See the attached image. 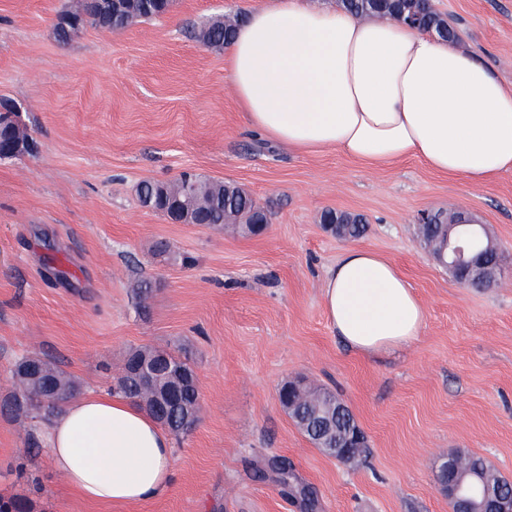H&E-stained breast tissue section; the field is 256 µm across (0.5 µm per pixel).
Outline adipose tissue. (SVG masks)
<instances>
[{
  "label": "adipose tissue",
  "mask_w": 512,
  "mask_h": 512,
  "mask_svg": "<svg viewBox=\"0 0 512 512\" xmlns=\"http://www.w3.org/2000/svg\"><path fill=\"white\" fill-rule=\"evenodd\" d=\"M249 127L307 153L333 149L377 168L411 157L479 184L512 171V90L455 43L393 19L271 0L227 48ZM331 325L363 354L403 348L425 309L389 260L350 249L323 285ZM53 467L82 499L147 503L169 488L173 448L128 399L88 392L45 428Z\"/></svg>",
  "instance_id": "ef3b65f1"
}]
</instances>
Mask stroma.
Returning a JSON list of instances; mask_svg holds the SVG:
<instances>
[{
  "mask_svg": "<svg viewBox=\"0 0 512 512\" xmlns=\"http://www.w3.org/2000/svg\"><path fill=\"white\" fill-rule=\"evenodd\" d=\"M65 0H0V99L17 104L35 155L0 160V497L32 512H304L257 468L285 457L315 488V512H451L435 486L443 456H482L512 479V172L480 184L408 158L370 169L334 151L303 153L253 131L222 48L197 37L215 16L270 0H175L118 32L54 25ZM455 40L512 88V0H433ZM195 173L235 184L271 214L265 234L174 224L135 188ZM362 216L336 236L325 211ZM485 224L503 273L457 283L419 235L422 212ZM358 247L393 263L425 309L406 348L364 355L331 326L322 282ZM152 281L147 310L132 293ZM188 357L201 408L173 438L160 498L125 507L82 500L32 456L42 422L5 413L19 357L37 353L105 391L130 351ZM333 392L365 433L350 466L315 448L279 388ZM323 222L325 224H340L337 233L346 240H358L367 231V225L364 224L363 218L357 215L338 214L333 211H327L323 215Z\"/></svg>",
  "mask_w": 512,
  "mask_h": 512,
  "instance_id": "35a3bbf8",
  "label": "stroma"
}]
</instances>
